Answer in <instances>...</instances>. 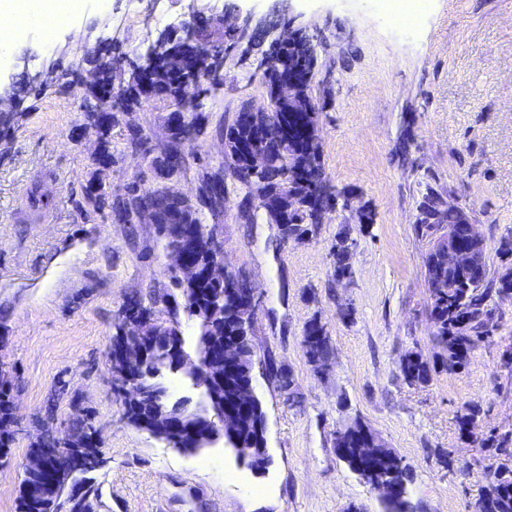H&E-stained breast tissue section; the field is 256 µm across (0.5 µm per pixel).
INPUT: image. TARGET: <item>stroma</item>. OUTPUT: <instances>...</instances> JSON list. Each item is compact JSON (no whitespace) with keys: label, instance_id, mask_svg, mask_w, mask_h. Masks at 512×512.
I'll use <instances>...</instances> for the list:
<instances>
[{"label":"stroma","instance_id":"stroma-1","mask_svg":"<svg viewBox=\"0 0 512 512\" xmlns=\"http://www.w3.org/2000/svg\"><path fill=\"white\" fill-rule=\"evenodd\" d=\"M260 31L234 40L224 81L204 100L212 136L180 186L194 194L208 165L225 160L217 128L243 102L267 103L254 62L274 40L264 26L273 0H233ZM190 0H71L53 31H18L0 52V86L23 104L14 112L11 150L0 155V366L9 374L19 423L0 454V512H17L24 463L45 427L66 434L80 419L98 433L107 464L86 475L92 512H383V505L337 457L339 422L359 418L403 457L421 512H475L493 449L460 438L456 419L478 404L483 433L512 430V298L493 299L488 334L467 369L437 371L407 385L403 355L436 358L425 257L414 230L424 185L465 207L482 235L489 274L512 233V0H427L412 37L387 22L379 0H291L303 32L317 39L312 96L320 110L324 165L333 184L370 206L373 223L330 214L304 243L282 242L262 210L243 214L231 191L219 232L224 257L259 289L255 358L269 372L256 393L267 419L266 469L240 463L216 443L199 454L169 448L125 417L108 355L127 298L141 296L160 321L178 325L194 354L197 325L169 300L173 274L154 224L84 219L73 201L92 181L98 146L80 102L45 83L48 68L91 70L88 56L135 59L189 19ZM167 105L148 101L113 126V191L142 179L147 163L129 147L128 129L167 146ZM409 139V155L398 145ZM38 182L51 200L37 221L22 197ZM350 227L351 275L337 282L332 248ZM351 316H343L341 305ZM318 319L333 357L308 362L303 328Z\"/></svg>","mask_w":512,"mask_h":512}]
</instances>
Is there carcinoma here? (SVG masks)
Listing matches in <instances>:
<instances>
[{
	"instance_id": "carcinoma-1",
	"label": "carcinoma",
	"mask_w": 512,
	"mask_h": 512,
	"mask_svg": "<svg viewBox=\"0 0 512 512\" xmlns=\"http://www.w3.org/2000/svg\"><path fill=\"white\" fill-rule=\"evenodd\" d=\"M221 20L210 17H197L188 25L194 32L195 47L198 57L188 66L183 74H175L167 70L163 62H157L152 71L142 74L138 79L125 84L115 85L117 67L112 57H107L98 65V81L88 86L80 79L78 70L70 72V77L61 83L66 92L76 91L81 95L80 108L88 121L99 119V115H107L110 125L119 123V116L127 111L142 106L154 92L160 91L177 109L197 118L200 112L192 101L181 96V86L190 77L201 80L202 94H207L214 80L212 70L220 67L224 58L221 41L214 39L216 27ZM224 137L231 140L252 138L251 125L240 117H235L231 124L224 127ZM257 144L270 150L278 163L271 165L259 179L255 193L262 195L265 191L276 189L286 180L295 184V190L302 199L314 195L321 186L329 181L321 162V146L313 142L312 137L301 136L289 140L277 133L257 140ZM231 159L227 170L230 180L246 186L251 182V175L243 159L228 153ZM135 192L134 185H128L124 192L114 195L112 190L98 188L94 183L84 187L80 198L75 200V207L80 212L95 213L106 219L116 210L124 209L129 204L130 194ZM51 202L40 192L38 182H33L24 199V211L28 216L39 219L50 209ZM318 227L314 211L310 207L298 206L288 218L285 233L290 237L300 238L312 234ZM355 243L350 238L349 230L345 229L336 236L334 245V274L351 273V263L342 251V245ZM427 283L444 279L455 285L445 301L435 298L429 303L430 315L440 321L436 339L441 344V353L433 361H428L419 352H409L400 363V376L409 385H422L430 381L432 373L442 369L448 372L462 371L470 364L471 352L479 338L480 328L484 327L482 315L489 314L486 310L487 301L493 296L512 293V271H506L496 278L488 277V263H483L481 275L473 282L465 281V277L457 270L448 268L434 249H429L425 262ZM221 285L204 280L196 284V289L189 286L180 287L183 304L197 306L207 314L208 295L217 294ZM234 312L230 305L224 310L208 314L205 333L209 336L233 335ZM303 349L310 363L320 366L329 361L332 350L329 338L323 326L313 318L303 328ZM481 418V409L476 404L466 406L457 415L459 435L469 437V426ZM337 447L343 454L340 459L350 470L362 467L365 460L359 449L369 447L373 432L360 419H348L336 427ZM512 446V431L503 434L491 433L482 439L485 448H506ZM104 459L96 442H91L83 452L82 465L86 472L94 471L102 466ZM379 475L398 486L404 497L384 502V512H417L409 500L405 498L407 486L411 481L410 469L402 457L390 448H384L381 455L372 461ZM38 476L24 475L19 495L18 512H39L28 497L29 484L36 482ZM480 512H512V480L503 481L492 477L483 487L479 497Z\"/></svg>"
}]
</instances>
